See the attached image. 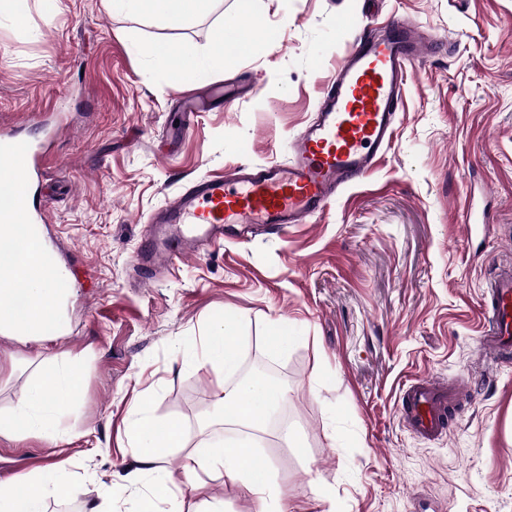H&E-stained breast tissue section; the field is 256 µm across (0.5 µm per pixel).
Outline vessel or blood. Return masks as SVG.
I'll return each mask as SVG.
<instances>
[{"label": "vessel or blood", "mask_w": 512, "mask_h": 512, "mask_svg": "<svg viewBox=\"0 0 512 512\" xmlns=\"http://www.w3.org/2000/svg\"><path fill=\"white\" fill-rule=\"evenodd\" d=\"M429 49L417 28L403 19L361 38L338 64L316 120L293 141L291 159L244 167L230 180H195L153 218L135 259L137 268L149 276L179 266L223 243L225 230L237 225L283 228L321 212L339 187L372 169L389 147L408 71ZM0 158L19 168L17 180L0 184V223H13L16 214H23L28 239L39 248V266H54L41 206L29 193L31 179L42 174V147L4 130ZM482 318V345L512 349V269L489 280ZM457 402L456 389L437 378L415 379L401 394L404 424L418 438L441 439Z\"/></svg>", "instance_id": "1"}]
</instances>
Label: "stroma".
<instances>
[{"instance_id": "stroma-1", "label": "stroma", "mask_w": 512, "mask_h": 512, "mask_svg": "<svg viewBox=\"0 0 512 512\" xmlns=\"http://www.w3.org/2000/svg\"><path fill=\"white\" fill-rule=\"evenodd\" d=\"M395 18L436 48L410 69L375 170L306 223L230 233L138 279L149 217L196 179L288 161L345 52ZM236 22L251 48L206 75L149 54L172 40L204 55ZM0 126L49 138L38 199L74 290L72 331L49 351L83 374L64 419L81 494L48 512H81L134 469L124 420L137 393L182 419L189 444L238 434L211 416V375L175 351L227 310L242 371L264 364L284 392L289 426L259 455L288 512H512V356L481 346L479 319L488 280L512 267V0H252L246 15L216 0L177 28L106 0H26L20 25L0 23ZM274 319L294 335L278 354ZM40 351L0 338V357L22 361L0 375V412ZM424 375L464 392L432 442L401 421V390ZM58 455L37 436L0 438V481Z\"/></svg>"}]
</instances>
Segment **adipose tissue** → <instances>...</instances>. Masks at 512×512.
<instances>
[{
    "label": "adipose tissue",
    "mask_w": 512,
    "mask_h": 512,
    "mask_svg": "<svg viewBox=\"0 0 512 512\" xmlns=\"http://www.w3.org/2000/svg\"><path fill=\"white\" fill-rule=\"evenodd\" d=\"M113 8L142 13L173 24L207 15L213 0H110ZM250 41L236 26H228L202 59L187 56L180 45L165 42L152 49L155 61L171 71L220 68L224 54L246 52ZM63 272L46 274L38 265L0 287V336L20 343H41L66 337L70 331L71 289L61 287ZM240 322L231 312L215 318L204 333L178 346L182 364L206 370L213 378V409L222 421L241 426L238 437L199 441L186 446V426L180 419L151 414L147 394H136L129 405L125 436L134 458L143 465L150 495L141 498L139 512H170L184 491L198 495L195 512H224L221 501L205 497L211 480L222 477L238 486L259 505V512H284L279 486L267 467L254 460L256 438L271 424V413L282 399L280 388L269 380L240 376L242 356ZM81 380L78 366L57 358L41 360L31 381L9 416H0V436L16 439L37 435L59 448L69 443L63 426L69 404ZM184 449L179 471L167 466L175 449ZM68 458L45 469L0 482V512H47L51 500L76 498L79 486L71 479Z\"/></svg>",
    "instance_id": "ef3b65f1"
}]
</instances>
